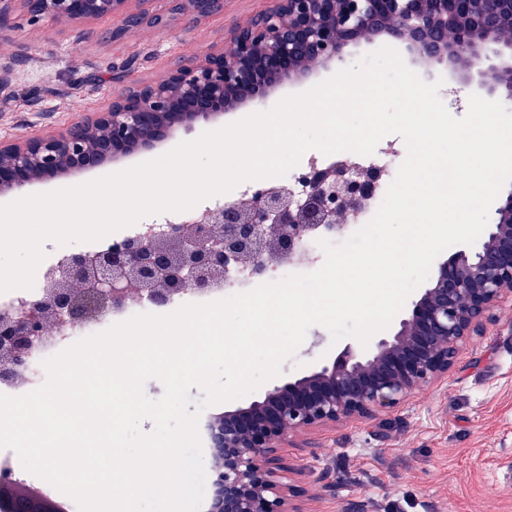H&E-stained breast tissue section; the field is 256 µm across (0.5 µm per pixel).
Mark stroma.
Here are the masks:
<instances>
[{
  "instance_id": "obj_1",
  "label": "stroma",
  "mask_w": 512,
  "mask_h": 512,
  "mask_svg": "<svg viewBox=\"0 0 512 512\" xmlns=\"http://www.w3.org/2000/svg\"><path fill=\"white\" fill-rule=\"evenodd\" d=\"M185 0H128L145 13L85 23L32 17L22 4L0 21V141L63 132L129 90L177 65L226 48L239 23L274 0H224L199 15ZM424 81H441L439 97L454 117L466 106L454 91L484 94L478 79L445 65L422 66L404 42L386 39ZM336 347L311 327L289 381L333 360ZM276 456L292 489L294 512H512V297L471 337L448 376L415 391L402 407L376 416L288 434Z\"/></svg>"
}]
</instances>
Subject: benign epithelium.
<instances>
[{
    "label": "benign epithelium",
    "instance_id": "obj_1",
    "mask_svg": "<svg viewBox=\"0 0 512 512\" xmlns=\"http://www.w3.org/2000/svg\"><path fill=\"white\" fill-rule=\"evenodd\" d=\"M22 2L35 17L81 22L120 14L127 0ZM429 9L421 12L419 0H278L275 8L235 30L230 53L209 52L182 64L161 81L112 101L94 122L74 125L64 134L0 143V185L13 183L21 191L27 178L97 165L127 142L161 135L152 119L162 112L206 120L224 111L231 87L248 88L261 98L271 82L291 80L295 59L341 62L343 48L375 27L396 40L410 41L412 52L427 63H440L458 50L470 53L478 74L493 75L489 95L499 92L512 101V70L484 51L498 41L504 16L512 14V0H429ZM460 14L469 16L465 26L448 24ZM258 49L265 55L261 69L250 65ZM378 176L374 165L355 177L344 171L334 180L313 170L302 177L295 201L258 185L254 194L261 205L248 215L226 204L209 212L208 225L191 237L174 224L163 229L162 236L179 241L176 268L169 251L139 237L97 254L71 253L59 279L78 275L83 287L103 293L117 308L126 303L124 281L129 277L143 285L150 302L165 305L187 286L210 292L208 273L228 269L245 251L251 276L259 278L267 271L260 245L268 235L277 236L282 254L294 255L311 225L340 229L345 210L361 204ZM214 224L222 225L221 235L213 234ZM483 235L487 240L481 247L440 264L438 287L424 290L393 335L372 342L369 358H357L347 346L317 369L272 385L262 400L224 413L222 432L215 435L224 445L218 449L219 494L212 512H292L290 488L280 481L276 466L277 442L304 428L394 410L416 389L448 375L469 338L481 331L483 319L512 294V236L502 235L496 224L487 225ZM160 278L167 285L157 289L154 283ZM45 309L73 313L71 290L54 283L33 308L0 323V347L10 353L9 361L0 365V378L25 365L44 332L38 313Z\"/></svg>",
    "mask_w": 512,
    "mask_h": 512
}]
</instances>
